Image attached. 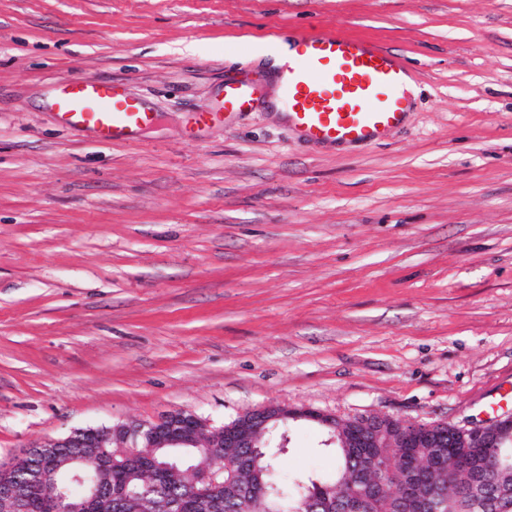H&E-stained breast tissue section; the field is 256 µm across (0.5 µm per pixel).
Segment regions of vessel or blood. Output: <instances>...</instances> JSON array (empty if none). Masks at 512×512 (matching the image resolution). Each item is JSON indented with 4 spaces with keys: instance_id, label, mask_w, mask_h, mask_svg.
<instances>
[{
    "instance_id": "obj_1",
    "label": "vessel or blood",
    "mask_w": 512,
    "mask_h": 512,
    "mask_svg": "<svg viewBox=\"0 0 512 512\" xmlns=\"http://www.w3.org/2000/svg\"><path fill=\"white\" fill-rule=\"evenodd\" d=\"M298 55L281 68V90L290 124L310 142L378 141L400 126L409 110L407 72L388 51L335 32L297 36ZM259 83L225 81L223 108L249 110ZM56 116L72 129L92 130L103 141H137L151 112L125 88L98 78L62 79Z\"/></svg>"
}]
</instances>
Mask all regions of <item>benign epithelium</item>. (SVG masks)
Masks as SVG:
<instances>
[{"label":"benign epithelium","mask_w":512,"mask_h":512,"mask_svg":"<svg viewBox=\"0 0 512 512\" xmlns=\"http://www.w3.org/2000/svg\"><path fill=\"white\" fill-rule=\"evenodd\" d=\"M305 420L329 433L336 432V417L308 407H288L270 405L253 409L221 426H213L196 413L175 410L153 421L129 420L112 426L98 428H76L61 438L47 439L41 448H82L93 443L100 448H114L112 461L124 460L128 465L135 462L138 448H197L204 452L208 460L190 468L194 489L191 496L193 507L214 512L219 503L224 482V449L253 448L257 458H262V446L258 444L267 432H273L288 424ZM398 437L406 448H444L446 443L433 436L436 426L420 424L406 419L400 420ZM512 430V415L506 418L489 420L460 430L461 436L471 448L480 449L478 468L470 495L485 507L498 512L503 505L496 483V472L504 461V440L500 431ZM384 425L373 416L349 422L350 440L347 447L355 449L358 467L363 475L359 493L336 503L337 512H362L369 497L376 494L380 484L373 477L377 468V457L373 449L381 447L380 437ZM150 470L178 477L181 472L174 462L160 461L155 454L148 455ZM91 462L83 457L60 458L50 455L44 458L36 482L15 478L18 464L0 467V512H19L33 485H38L52 505L58 498L70 501L69 512H100L101 501L108 497L112 504L121 505L125 495L112 485L104 486L94 480L88 481L87 466ZM441 484L432 471L420 472L410 464L405 467L400 482L399 496L404 505L415 512H429L434 507L440 493Z\"/></svg>","instance_id":"benign-epithelium-1"}]
</instances>
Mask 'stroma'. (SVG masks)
Segmentation results:
<instances>
[{
  "label": "stroma",
  "mask_w": 512,
  "mask_h": 512,
  "mask_svg": "<svg viewBox=\"0 0 512 512\" xmlns=\"http://www.w3.org/2000/svg\"><path fill=\"white\" fill-rule=\"evenodd\" d=\"M333 30L413 79L370 145L306 141L261 45ZM124 83L137 142L62 127ZM262 97L208 127L225 78ZM512 414V0H0V463L73 429L258 407ZM290 425L275 462L336 454ZM55 107L61 124L90 129L102 141L135 142L152 113L125 88L98 78L60 81Z\"/></svg>",
  "instance_id": "obj_1"
}]
</instances>
